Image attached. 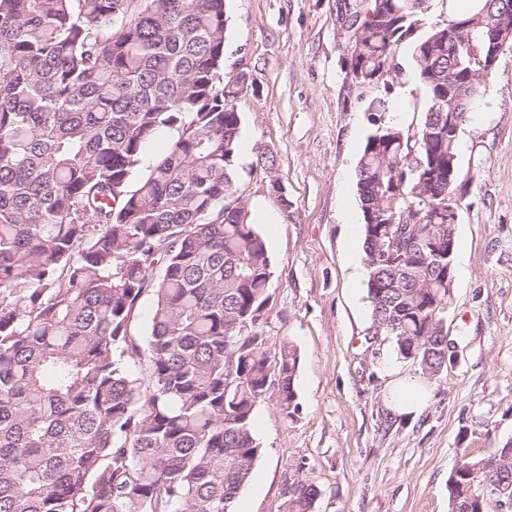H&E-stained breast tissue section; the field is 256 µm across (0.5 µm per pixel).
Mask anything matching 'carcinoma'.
<instances>
[{"mask_svg":"<svg viewBox=\"0 0 512 512\" xmlns=\"http://www.w3.org/2000/svg\"><path fill=\"white\" fill-rule=\"evenodd\" d=\"M427 10L366 0L348 56L378 84L412 45L423 120L368 137L357 187L363 209L416 210L419 242L397 259L384 225L363 224L367 298L397 353L437 376L448 273L429 242L448 243L458 188L448 78L476 71L464 41L512 29V0L462 14L465 38L422 31ZM226 27L225 0H0V512H233L262 452L268 376L280 411H295L296 346L253 348L237 326L268 302L273 270L246 207L231 206L243 88L223 79ZM492 459L512 478V451ZM298 488L276 512H313L319 489Z\"/></svg>","mask_w":512,"mask_h":512,"instance_id":"obj_1","label":"carcinoma"}]
</instances>
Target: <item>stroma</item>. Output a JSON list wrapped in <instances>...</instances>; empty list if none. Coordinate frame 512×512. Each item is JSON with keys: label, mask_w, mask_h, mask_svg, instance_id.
Instances as JSON below:
<instances>
[{"label": "stroma", "mask_w": 512, "mask_h": 512, "mask_svg": "<svg viewBox=\"0 0 512 512\" xmlns=\"http://www.w3.org/2000/svg\"><path fill=\"white\" fill-rule=\"evenodd\" d=\"M346 0H228L226 75L244 71L238 186L272 260L258 326L269 345L292 341L300 356L298 407L255 412L262 448L235 512H276L284 479L316 485L314 512H451L448 479L461 457L479 461L512 441V51L480 87L461 133L454 285L446 327L455 359L436 377L372 342L357 170L378 125L417 126L422 92L411 49L394 54L389 90L351 85ZM387 95V111H369ZM276 159L279 186L261 152ZM408 377L431 389L417 416L393 413L388 390Z\"/></svg>", "instance_id": "1"}]
</instances>
